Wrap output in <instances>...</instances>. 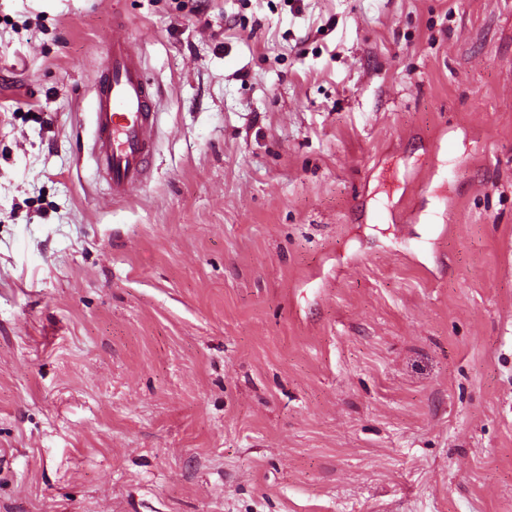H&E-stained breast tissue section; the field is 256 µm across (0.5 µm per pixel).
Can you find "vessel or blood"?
I'll list each match as a JSON object with an SVG mask.
<instances>
[{
  "mask_svg": "<svg viewBox=\"0 0 512 512\" xmlns=\"http://www.w3.org/2000/svg\"><path fill=\"white\" fill-rule=\"evenodd\" d=\"M157 97L142 57L115 31L91 103L92 153L113 197H126L147 182L158 133Z\"/></svg>",
  "mask_w": 512,
  "mask_h": 512,
  "instance_id": "1",
  "label": "vessel or blood"
}]
</instances>
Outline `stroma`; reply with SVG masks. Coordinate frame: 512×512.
<instances>
[{
  "label": "stroma",
  "instance_id": "1",
  "mask_svg": "<svg viewBox=\"0 0 512 512\" xmlns=\"http://www.w3.org/2000/svg\"><path fill=\"white\" fill-rule=\"evenodd\" d=\"M0 512H512V0H0ZM113 32L91 103L92 153L112 196L123 198L148 179L158 133V89L148 80L142 57L130 49L122 25Z\"/></svg>",
  "mask_w": 512,
  "mask_h": 512
}]
</instances>
